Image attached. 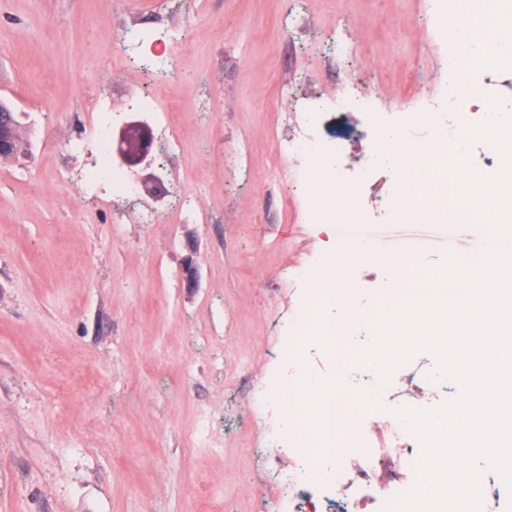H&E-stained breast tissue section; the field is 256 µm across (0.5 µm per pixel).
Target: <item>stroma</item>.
I'll return each mask as SVG.
<instances>
[{"label":"stroma","mask_w":512,"mask_h":512,"mask_svg":"<svg viewBox=\"0 0 512 512\" xmlns=\"http://www.w3.org/2000/svg\"><path fill=\"white\" fill-rule=\"evenodd\" d=\"M447 24L435 0H0V97L30 144L0 159V512H260L270 468L287 473L290 457L260 458L266 423L249 400L261 385L285 408L294 355L314 380L335 377L295 320L351 236L316 217L323 161L276 145L301 143L302 106L343 83L427 137ZM167 30L187 48L130 45ZM164 52L162 72L150 59ZM470 81L474 124L490 98L512 113V62ZM148 92L174 108L181 142L153 145L165 195L84 194L90 160L65 139L91 135L99 95L119 106ZM316 135L342 139L345 172L373 147L355 110L326 112ZM398 181H342L356 234L423 268L482 257L484 225L382 215ZM187 193L199 207L181 221ZM146 207L156 223H140ZM347 280L358 312L381 319L397 277L357 264Z\"/></svg>","instance_id":"obj_1"}]
</instances>
